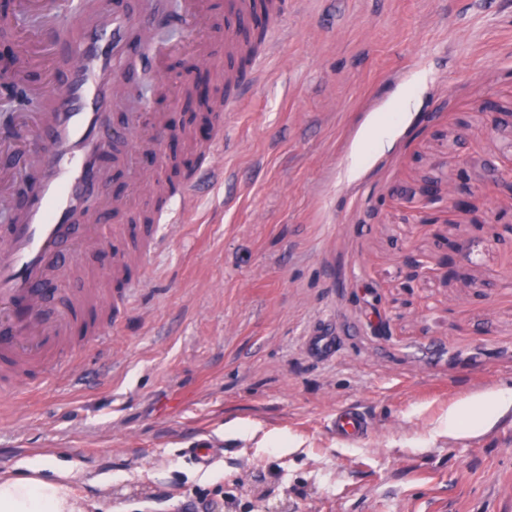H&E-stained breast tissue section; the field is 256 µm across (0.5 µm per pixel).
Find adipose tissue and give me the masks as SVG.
Masks as SVG:
<instances>
[{"mask_svg":"<svg viewBox=\"0 0 512 512\" xmlns=\"http://www.w3.org/2000/svg\"><path fill=\"white\" fill-rule=\"evenodd\" d=\"M48 467L40 460L23 475L0 477V512H83L69 482L45 477Z\"/></svg>","mask_w":512,"mask_h":512,"instance_id":"obj_1","label":"adipose tissue"}]
</instances>
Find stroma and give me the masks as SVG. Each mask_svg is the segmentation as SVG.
Listing matches in <instances>:
<instances>
[{
  "label": "stroma",
  "instance_id": "35a3bbf8",
  "mask_svg": "<svg viewBox=\"0 0 512 512\" xmlns=\"http://www.w3.org/2000/svg\"><path fill=\"white\" fill-rule=\"evenodd\" d=\"M504 111L512 0H294L183 224L117 152L122 221L152 220L165 249L81 380L0 401V474L52 458L87 512H512V403L448 429L512 392V190L486 194L483 169L512 163ZM452 185L476 211L449 213ZM441 235L471 262L413 276ZM340 406L368 443L336 441Z\"/></svg>",
  "mask_w": 512,
  "mask_h": 512
}]
</instances>
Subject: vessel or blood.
Returning a JSON list of instances; mask_svg holds the SVG:
<instances>
[{
    "label": "vessel or blood",
    "mask_w": 512,
    "mask_h": 512,
    "mask_svg": "<svg viewBox=\"0 0 512 512\" xmlns=\"http://www.w3.org/2000/svg\"><path fill=\"white\" fill-rule=\"evenodd\" d=\"M199 0H180L175 11L146 0L138 16H130L112 0H80L74 30L44 26L37 42L55 53L69 55L61 79L36 82L41 57L21 51L16 64L18 87L27 98L40 99V112H16L11 127L0 133V154L33 146L29 157L30 191L26 203L12 207L6 186L9 173L0 169V206L10 211V224L0 227V398L20 390L22 371L47 370L67 355L88 348L110 328L103 315L112 309L110 292L100 289L87 272L85 243L97 238L102 224L117 208L104 211L98 203L112 184L108 156L117 140L133 139L139 131L138 113L112 128L109 117L125 95L126 72L156 73L167 47L154 38L156 29L176 27L187 38L186 48L202 62L213 57L212 45L200 37L206 19ZM252 0H224V45L238 44L239 24H255ZM165 113L153 116L151 132L142 142L160 151L167 138ZM223 168L198 169L195 180L178 186L173 195L191 207L198 180L222 179ZM69 262L84 283L74 290L66 309L46 319L41 297L50 272ZM332 427L338 441L360 446L371 438L365 417L352 408H337Z\"/></svg>",
    "instance_id": "b4317fda"
}]
</instances>
